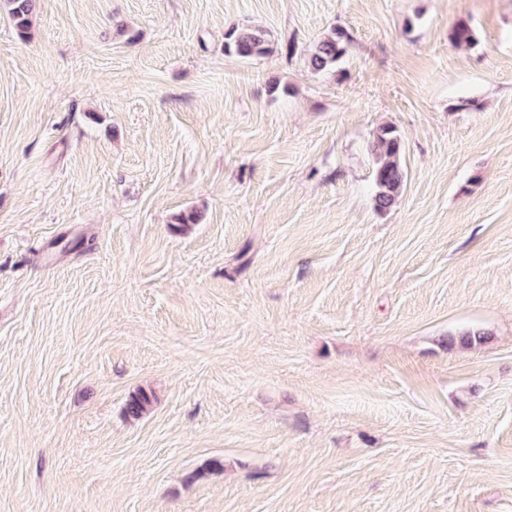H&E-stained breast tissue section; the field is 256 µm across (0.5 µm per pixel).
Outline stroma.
<instances>
[{"label": "stroma", "instance_id": "35a3bbf8", "mask_svg": "<svg viewBox=\"0 0 512 512\" xmlns=\"http://www.w3.org/2000/svg\"><path fill=\"white\" fill-rule=\"evenodd\" d=\"M0 512H512V0L0 4ZM270 49L267 31L258 26L233 25L224 34V52L242 59L263 56ZM349 43L345 29L332 27L308 50L307 66L315 73L335 71L347 56ZM370 152L374 164V206L384 213L396 205L407 180L403 140L396 128L390 125L379 127L371 141ZM152 394L147 393L144 390H138L133 394L125 407V415L134 420H138L146 415L152 406L153 398Z\"/></svg>", "mask_w": 512, "mask_h": 512}]
</instances>
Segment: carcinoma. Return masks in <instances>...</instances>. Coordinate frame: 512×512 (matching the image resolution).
<instances>
[{
  "instance_id": "obj_1",
  "label": "carcinoma",
  "mask_w": 512,
  "mask_h": 512,
  "mask_svg": "<svg viewBox=\"0 0 512 512\" xmlns=\"http://www.w3.org/2000/svg\"><path fill=\"white\" fill-rule=\"evenodd\" d=\"M32 12V0H10L9 14L19 32L28 28ZM453 40L460 47L472 48L478 44L476 30L466 22L456 25ZM350 43L345 29L334 26L326 32L307 53V66L315 73H329L341 64L347 56ZM270 51L267 31L258 26L234 25L224 34V52L242 59L263 56ZM373 157L375 185L374 206L384 213L398 202L407 180L403 164V140L396 128L384 125L378 128L370 144ZM153 395L144 390L133 394L125 407V415L138 420L146 415L152 406Z\"/></svg>"
}]
</instances>
